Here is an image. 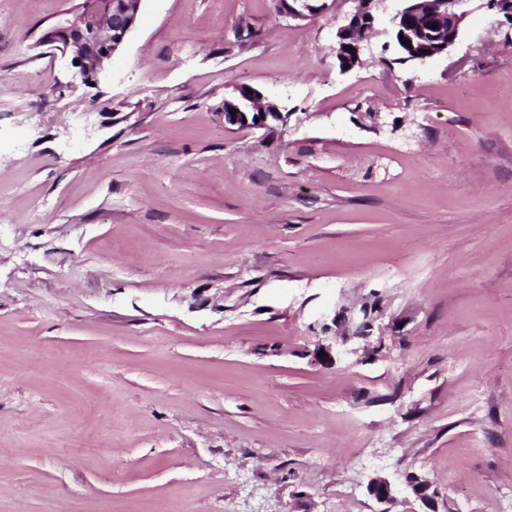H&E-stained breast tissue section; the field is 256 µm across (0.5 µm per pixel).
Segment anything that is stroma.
Listing matches in <instances>:
<instances>
[{"instance_id": "stroma-1", "label": "stroma", "mask_w": 512, "mask_h": 512, "mask_svg": "<svg viewBox=\"0 0 512 512\" xmlns=\"http://www.w3.org/2000/svg\"><path fill=\"white\" fill-rule=\"evenodd\" d=\"M78 2L0 0V512H512V24L344 72L353 0H142L84 83ZM252 91V95H249ZM264 96L257 90L252 88H242L239 90V96L233 99L224 100V123L225 125L252 126V128L265 129L272 131L276 127L287 124L288 112H281L279 106L273 102L262 103ZM262 108V117L259 122L251 123L250 114L253 109ZM231 110H236V114H232ZM271 123H274L272 125Z\"/></svg>"}]
</instances>
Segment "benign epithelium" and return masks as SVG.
Listing matches in <instances>:
<instances>
[{
    "instance_id": "1",
    "label": "benign epithelium",
    "mask_w": 512,
    "mask_h": 512,
    "mask_svg": "<svg viewBox=\"0 0 512 512\" xmlns=\"http://www.w3.org/2000/svg\"><path fill=\"white\" fill-rule=\"evenodd\" d=\"M142 0H88L79 10L59 19L47 27L39 44L54 51L69 62L73 77L83 82L93 81L111 64L114 55L123 46L136 26ZM356 11L347 17V23L336 32V54L345 61L348 70L361 63L364 44L374 32L376 13L383 0H357ZM469 0H407L390 18L391 32L397 36L398 49L405 59L414 60L423 54L427 58L440 57L452 47L460 32L468 10ZM278 11L295 19L312 15L318 7L312 0H277ZM428 14L437 28L408 24L402 26L399 19L403 14ZM364 33L361 43H352L354 34ZM406 42H401L399 36ZM353 51H348V48ZM264 96L257 90L242 88L239 96L224 100V124L252 126L271 131L287 124L290 113L283 112L273 102L262 103ZM262 109L259 121L250 122V111ZM370 494L379 502L393 499V489L385 480H376L369 486Z\"/></svg>"
}]
</instances>
